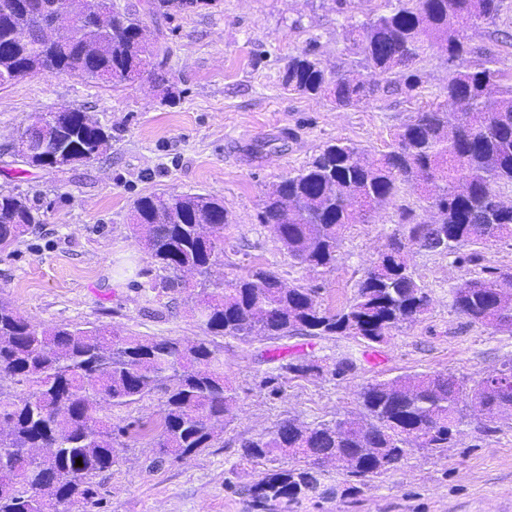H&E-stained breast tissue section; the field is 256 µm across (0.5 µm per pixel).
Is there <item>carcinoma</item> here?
<instances>
[{"label":"carcinoma","mask_w":512,"mask_h":512,"mask_svg":"<svg viewBox=\"0 0 512 512\" xmlns=\"http://www.w3.org/2000/svg\"><path fill=\"white\" fill-rule=\"evenodd\" d=\"M198 0H147L156 19ZM58 0H0V87L26 67L54 76L99 84L158 78L167 49L151 38L138 11L126 6L98 22L87 21L65 43L48 42L45 25L75 22L83 0L62 12ZM504 0H397L385 14L352 26L365 66L381 75L399 74L413 91L420 76L410 68L437 47L453 69L444 100L418 108L394 136L392 149L370 161L365 150L338 139L267 193L261 222L275 227L288 255L299 265L331 269L344 232L395 202L399 185L423 189L420 200L440 208L434 227L403 209L389 235L387 252L359 281L353 303L331 314L319 289L285 285L271 270L224 280L213 265L224 254L227 215L221 201L202 194H154L136 200L132 230L146 253L167 273L163 287L199 289L195 315L214 336L241 342L261 336L336 333L380 343L405 323L424 316L431 298L407 263V249L438 236L441 254L512 240V207L488 211L491 198L512 189V67L469 43L461 20L495 21ZM284 87L340 107L354 106L399 86L367 83L352 70L327 71L304 50L289 57ZM75 110L47 122V134L71 152H105L110 135L83 123ZM40 223L29 199L0 190V245L17 241ZM452 307L467 323L512 334V271L483 269L451 288ZM313 361L289 362L264 380L270 394L283 392L289 374L318 372ZM155 394L164 399L153 424L112 426L102 405L128 408ZM238 396L224 375V362L204 340L122 336L103 327H45L0 303V512H65V505L93 497V479L117 463L121 438L153 441L158 467L207 448L217 424L233 418ZM362 419L348 416L307 424L280 423L242 441L240 460H305L301 468L269 470L247 488L253 507L292 506L324 486L327 463L354 484L395 469L411 445L443 452L468 416L512 419V359L495 374L468 385L446 373L377 380L359 393ZM82 465H76V459Z\"/></svg>","instance_id":"carcinoma-1"}]
</instances>
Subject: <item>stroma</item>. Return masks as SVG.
Returning a JSON list of instances; mask_svg holds the SVG:
<instances>
[{
    "label": "stroma",
    "instance_id": "1",
    "mask_svg": "<svg viewBox=\"0 0 512 512\" xmlns=\"http://www.w3.org/2000/svg\"><path fill=\"white\" fill-rule=\"evenodd\" d=\"M388 0H199L156 26L170 54L164 71L173 98L145 81L106 87L77 77L36 72L0 87V189H17L39 209L41 223L0 250V302L41 325H92L124 335L205 339L192 307L193 289L157 288L159 271L131 230L135 201L161 193L205 194L224 205V254L215 275L232 279L267 267L287 285L319 288L329 311L349 306L371 261L408 207L427 214L412 187L394 206L346 231L333 269L297 265L260 221L271 186L304 166L327 143L344 139L370 156L388 151L397 129L448 78L446 54L434 50L415 68L420 95L399 91L336 107L284 88L290 56L307 50L327 70L359 69L350 24L389 12ZM471 45L512 65V0L492 23L468 32ZM66 105L105 126L111 147L91 165L58 169L26 164L12 148L31 113ZM273 148L254 152L255 144ZM478 264L417 247L410 267L431 297L420 320L364 345L339 335H295L245 343L215 337L224 371L237 389L233 420L210 447L152 468V446L127 439L112 469L96 477V493L76 512H252L246 486L261 468L240 462L242 440L279 421H329L359 411V393L375 380L447 372L480 379L512 358V335L467 324L452 308L451 288L479 267L511 268L512 240L481 247ZM139 276L124 275L128 258ZM353 357L344 376H289L280 396L263 381L297 358ZM294 512H512V420L494 432L465 426L447 451L413 450L396 469L351 497H311Z\"/></svg>",
    "mask_w": 512,
    "mask_h": 512
}]
</instances>
